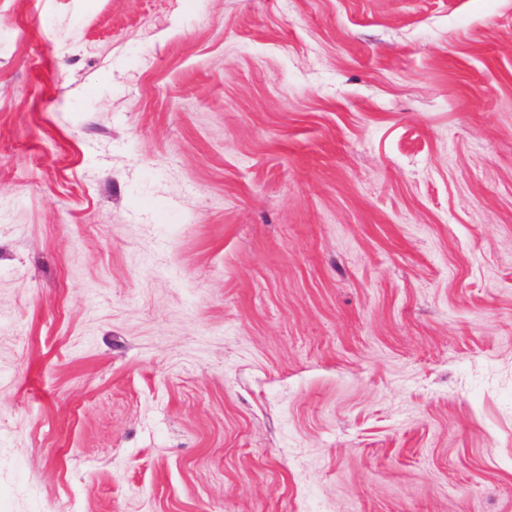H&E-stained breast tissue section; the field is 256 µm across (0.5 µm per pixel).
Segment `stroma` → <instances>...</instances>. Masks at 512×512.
Instances as JSON below:
<instances>
[{"label":"stroma","mask_w":512,"mask_h":512,"mask_svg":"<svg viewBox=\"0 0 512 512\" xmlns=\"http://www.w3.org/2000/svg\"><path fill=\"white\" fill-rule=\"evenodd\" d=\"M0 512H512V0H0Z\"/></svg>","instance_id":"1"}]
</instances>
